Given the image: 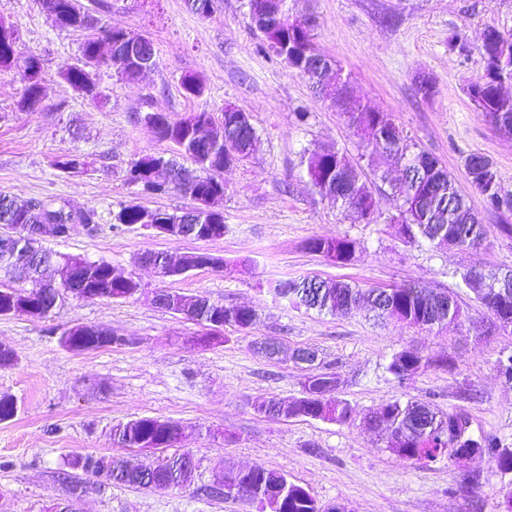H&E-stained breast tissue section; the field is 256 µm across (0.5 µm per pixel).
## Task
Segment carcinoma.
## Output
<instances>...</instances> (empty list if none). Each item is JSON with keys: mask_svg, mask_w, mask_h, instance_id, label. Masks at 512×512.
<instances>
[{"mask_svg": "<svg viewBox=\"0 0 512 512\" xmlns=\"http://www.w3.org/2000/svg\"><path fill=\"white\" fill-rule=\"evenodd\" d=\"M41 5L55 27L73 31H105L111 40V67L127 80L137 79L145 63L156 65L157 52L153 42L142 36L138 42L126 38L123 29L106 27L100 18H95L80 0H41ZM270 5L281 8V22L276 29H269L261 20L253 19L256 28L264 35L267 47L287 66L308 78L314 95L336 111L342 113L350 126L368 131L381 132L390 146L391 156L403 167H410L423 156H431L425 150H412L408 137L395 121L383 112L371 110L362 102L347 77L341 85L323 81V74L333 68L331 61L320 54L314 46L311 33V18L300 17L290 12L287 0H272ZM99 37L88 35L80 47V57L75 63L62 67V78L78 93L96 99L99 96L90 64L98 57ZM478 52L484 62L482 76L467 85V95L487 122L497 131L512 132V95L502 91L503 84L512 81V35L501 37V32L489 27L484 33ZM36 68L41 74L40 60L28 56L23 60L21 77L24 83L19 107L30 108L42 98L41 82L31 80L26 71ZM183 95L200 99L205 86L196 76H186L181 81ZM150 126L154 136L174 145L176 154L190 159L200 174H192L175 158L152 154L144 155L131 163L129 180L148 190L151 182L146 171L154 166L168 174L169 188L193 198L196 207L187 212L159 211L169 224H179L189 218L208 233L210 240L224 237V214L209 210L207 198L224 192L222 173L224 168L247 160L255 150L258 136L252 125H246L250 134L241 133V126L232 117L224 119V136L220 141L206 140L201 136L205 127L212 123V113L202 108L197 112L173 119L163 112L150 113ZM302 163L306 165L308 177L318 191L336 201L342 208L353 211L366 222L373 215L360 209L361 203L373 197V180L362 167L355 163L347 152L330 147H314L304 151ZM463 167L470 182L482 196L486 207L493 210L512 211V193L501 186L493 163L484 155L473 153L464 158ZM402 200V224L405 234L413 238L421 235L436 248L470 246L483 239L484 227L474 216L464 195L458 190L455 179L442 164L423 167L420 171L395 187ZM148 209L138 204H128L115 214L116 223L134 227L145 223ZM69 214L65 206L37 198L21 200L0 192V226L8 230L19 224L35 228L37 224H66ZM307 248L312 252L334 251L342 262L351 261L355 243L347 237L311 238ZM51 252L31 235H22L11 246L0 247V293L12 291L20 296L37 292L43 309L54 308L72 300H126L131 297L133 284H118L112 281V266L106 261H91L65 254L66 261L77 268L80 279L69 291L51 286L46 279L50 265L43 263L42 256ZM325 291L318 297L305 294V280L287 279L275 282L270 291L278 298L299 309H317L332 315H343L362 301L380 316L395 319L411 327L422 321L432 320L436 324L451 327L458 325L461 310L456 297L448 294L450 307L439 312L430 307L434 290L417 286H397L391 296L383 298L376 289H362L340 281L324 282ZM197 316L203 323L218 322L239 330L251 329L258 321V313L249 307L214 303L204 297L199 302ZM450 368L446 357L423 360L416 352L402 350L393 355L388 369L404 381L428 366ZM315 390L323 393L321 398L299 401L301 409L311 419H329L345 423L355 413L351 403L338 396L335 383L337 376L320 372L314 376ZM382 425L389 431L387 448L398 457L411 462H434L438 459L453 460L472 451L486 455L495 463L498 471L512 473V448L503 446L494 437L476 439L469 433V416L461 412L445 413L430 402L389 401L378 413ZM114 440L124 448H137L142 441H153L163 436L161 425L152 416H144L113 427ZM190 457L188 453L175 454L157 465H149L140 471H130L119 460L88 455L76 459L82 470L104 476L117 484L137 486L145 490H162L167 479L180 460ZM230 485L235 493H226L223 498H247L263 503L268 493L281 495V512H341L340 506L330 511L302 486L288 480L280 472L257 465L244 474L238 469H227Z\"/></svg>", "mask_w": 512, "mask_h": 512, "instance_id": "carcinoma-1", "label": "carcinoma"}]
</instances>
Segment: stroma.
<instances>
[{"label": "stroma", "mask_w": 512, "mask_h": 512, "mask_svg": "<svg viewBox=\"0 0 512 512\" xmlns=\"http://www.w3.org/2000/svg\"><path fill=\"white\" fill-rule=\"evenodd\" d=\"M108 3L103 21L148 36L157 64L132 81L100 68L94 101L60 75L64 63L79 57L83 33L53 27L38 0H0V18L17 35L19 57L39 58L43 85L41 101L19 109L21 75L15 68L0 70V192L96 210L98 231L91 235L74 225L57 250L107 261L141 283L126 301L70 300L38 321L0 316V344L16 354L13 365L0 367V395L20 405L14 420L0 423V512H55L70 502L72 482L85 488L80 501L70 502L76 512H253L247 500L210 497L201 489L216 470L256 464L286 474L320 504H340L347 512H497L506 477L488 457L411 463L391 453L384 431L368 428L365 418L397 397L427 401L467 413L474 435L512 447V384L497 369L498 360L512 356V334L489 333V313L462 280L470 269H512V238L499 230L512 224V212L487 210L463 167L468 154H483L512 192V135L494 130L466 94L483 72L477 48L485 29L512 34V0H288L294 14L312 17L316 49L349 76L365 102L391 115L411 143L454 177L486 229L474 249H439L403 235L395 221L401 201L388 186L400 179L399 168L382 152L368 153L345 117L264 49L248 0H220L208 18L192 13L185 0ZM455 33L467 52L449 47ZM187 74L202 78V99L183 95ZM420 76L432 80L431 97L418 92ZM229 104L248 113L259 142L248 160L223 173V238L175 240L115 224L114 213L130 203L171 212L195 205L188 195L147 193L129 182L134 160L172 154L144 115L164 112L178 119L205 108L219 125ZM300 111L308 113L307 123L296 122ZM314 146L341 148L364 169L387 173L388 183L373 189L374 222L336 207L312 186L301 157ZM64 153L84 157L87 169L57 168L54 160ZM336 236L356 243L348 264L306 247L310 238ZM147 251L175 259L209 252L226 265L164 278L138 263ZM308 276L360 288L445 289L457 296L464 316L449 329L409 328L376 319L363 306L342 316L296 309L268 290L272 282ZM162 290L247 306L260 321L246 332L225 328L200 345L199 325L156 304ZM76 324L102 325L130 342L71 351L60 336ZM264 338L278 339L289 351L317 350L323 368L336 374L340 396L356 409L351 421L256 412L258 403L300 396L306 377L288 354L268 359L255 353L254 342ZM402 350L451 357L455 368H426L399 381L388 364ZM142 416L182 427V449L197 463L189 486L147 491L73 468V460L87 454L132 466L166 457L163 449L113 442L114 425Z\"/></svg>", "instance_id": "obj_1"}]
</instances>
